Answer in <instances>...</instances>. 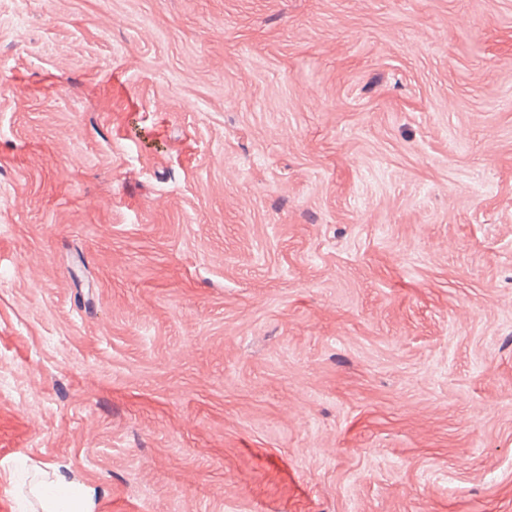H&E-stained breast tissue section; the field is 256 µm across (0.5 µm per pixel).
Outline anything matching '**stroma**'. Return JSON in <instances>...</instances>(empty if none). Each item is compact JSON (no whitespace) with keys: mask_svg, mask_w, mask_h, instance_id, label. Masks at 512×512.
I'll use <instances>...</instances> for the list:
<instances>
[{"mask_svg":"<svg viewBox=\"0 0 512 512\" xmlns=\"http://www.w3.org/2000/svg\"><path fill=\"white\" fill-rule=\"evenodd\" d=\"M512 512V0H0V512ZM42 512H88L83 488L74 486L62 475L50 482L40 483L31 490Z\"/></svg>","mask_w":512,"mask_h":512,"instance_id":"1","label":"stroma"}]
</instances>
